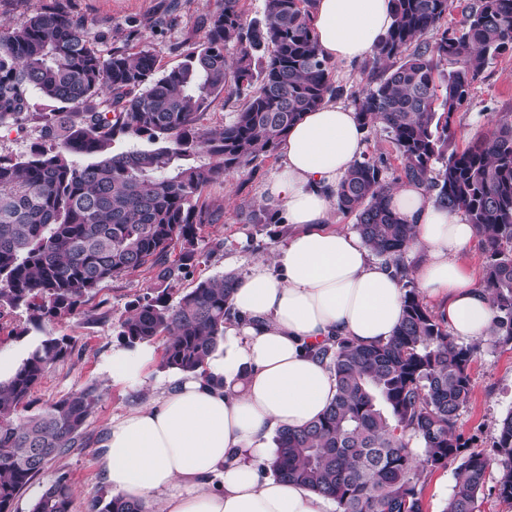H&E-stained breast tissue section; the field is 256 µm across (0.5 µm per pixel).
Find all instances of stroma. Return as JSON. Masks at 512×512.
<instances>
[{
  "instance_id": "1",
  "label": "stroma",
  "mask_w": 512,
  "mask_h": 512,
  "mask_svg": "<svg viewBox=\"0 0 512 512\" xmlns=\"http://www.w3.org/2000/svg\"><path fill=\"white\" fill-rule=\"evenodd\" d=\"M0 0V27L22 23L36 12L64 6L100 36L101 51L145 48L154 53L162 69L177 66L186 51L202 41L199 21L217 10L220 0ZM33 116L21 124L0 128V155L17 157L42 139L37 117L42 106L33 100ZM512 114V52L490 61L476 83L470 101L453 115L455 144L465 147L485 133L492 122ZM279 166L278 159L264 158L251 172L235 173L217 181L203 192L204 198L221 208L220 221L206 228L196 246V255L178 281L174 293L193 288L198 282L226 273L243 275L254 262L265 260L288 236L287 224H248L239 214L243 202L266 204L263 187ZM152 285L147 271L119 277L102 285L80 307L78 314L35 320L26 308L0 309V354L11 366H18L40 340L69 337L71 352L54 364L35 387L33 410H41L84 387L96 386L100 400L86 426L90 445L52 462L16 501L14 512H30L33 501L58 475H68L74 488L73 512H87L95 499L111 498L112 493L100 479L94 458L100 438L113 418L147 402L169 381L175 370L152 359L146 366L141 384L129 386L112 380V352L125 348L120 324L130 303L144 295ZM471 400L461 413L457 432L469 448L492 455L500 421L512 412V344L503 347L482 345L470 369Z\"/></svg>"
}]
</instances>
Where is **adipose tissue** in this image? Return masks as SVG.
Masks as SVG:
<instances>
[{
	"label": "adipose tissue",
	"mask_w": 512,
	"mask_h": 512,
	"mask_svg": "<svg viewBox=\"0 0 512 512\" xmlns=\"http://www.w3.org/2000/svg\"><path fill=\"white\" fill-rule=\"evenodd\" d=\"M391 22V0H317L312 18L321 54L336 64L370 55ZM366 135L355 110L333 100L291 128L265 187L285 206L288 240L239 278L238 318L203 373L177 377L113 421L94 460L113 495L156 512H331V500L261 476L257 464L273 454L271 432L317 419L335 394L313 345L337 336L382 343L402 319L398 278L333 213ZM389 202L415 227L408 249L424 256L415 277L425 296L443 298L451 335H488L491 305L460 259L474 225L414 183L392 187Z\"/></svg>",
	"instance_id": "1"
}]
</instances>
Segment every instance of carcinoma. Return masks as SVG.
Listing matches in <instances>:
<instances>
[{
  "label": "carcinoma",
  "instance_id": "obj_1",
  "mask_svg": "<svg viewBox=\"0 0 512 512\" xmlns=\"http://www.w3.org/2000/svg\"><path fill=\"white\" fill-rule=\"evenodd\" d=\"M240 2L222 0L202 21L204 40L164 72L148 50L101 54L95 36L63 9L0 28V127L29 114L34 95L44 106L43 141L20 158L0 157V308L74 315L104 283L143 268L163 286L179 270L168 261L171 251L192 259L204 228L219 220L203 190L275 155L303 114L340 95L311 27L316 0H264L262 17L249 21ZM392 2V24L364 64L370 80L353 96L354 109L367 130L387 133L399 180L423 185L475 226L486 254L481 286L494 312L489 336L494 346L512 344V120L452 148L453 114L489 61L512 52V0H472L456 27L445 24L451 0ZM430 31L431 42L424 39ZM230 45L231 59L224 54ZM450 61L455 68L447 72ZM225 93L241 101L232 120L199 132L202 115ZM120 136L148 145L115 153ZM386 170L384 158L363 156L336 187L335 204L355 217L370 251L406 278L402 255L414 225L389 207ZM240 212L248 224L279 223L269 205L244 202ZM236 284L230 272L175 301L165 288L136 299L120 336L131 347L162 341L161 366L195 374L235 317ZM480 344L457 340L419 292L406 289L387 343L337 338L317 351L336 394L316 420L276 430L267 469L335 501L337 512H426L427 468L453 464L443 512H476L490 461L468 450L456 427ZM69 347L70 339L49 336L0 381V512H13L55 459L88 447L97 387L29 413L33 389ZM494 452L497 494L512 504V412ZM72 501L61 474L30 512H71ZM88 512L146 510L116 496L91 502Z\"/></svg>",
  "mask_w": 512,
  "mask_h": 512
}]
</instances>
